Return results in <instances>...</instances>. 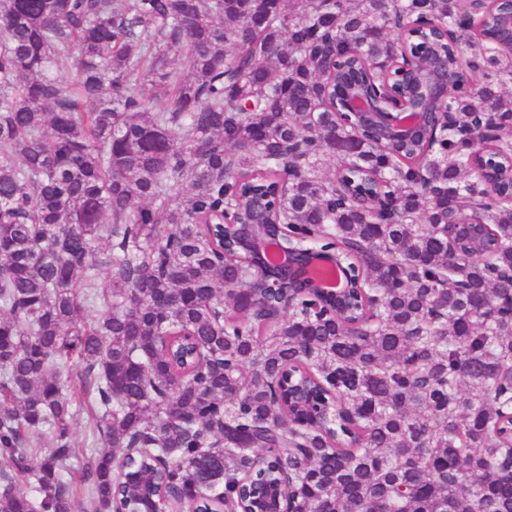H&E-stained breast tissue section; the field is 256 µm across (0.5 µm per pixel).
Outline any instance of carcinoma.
<instances>
[{
	"label": "carcinoma",
	"mask_w": 512,
	"mask_h": 512,
	"mask_svg": "<svg viewBox=\"0 0 512 512\" xmlns=\"http://www.w3.org/2000/svg\"><path fill=\"white\" fill-rule=\"evenodd\" d=\"M460 0H0V512H512V142L497 9ZM456 123L356 137L334 90L440 31ZM184 59L189 74L176 67ZM68 64L73 80L57 74ZM160 84L155 94L141 91ZM358 272L345 302L224 252L246 197ZM476 214L492 246L451 244ZM90 417L81 449L73 425ZM48 432L53 446L32 453ZM252 508L249 512H284L283 499L274 486L263 488L253 497Z\"/></svg>",
	"instance_id": "cac0c4a2"
}]
</instances>
